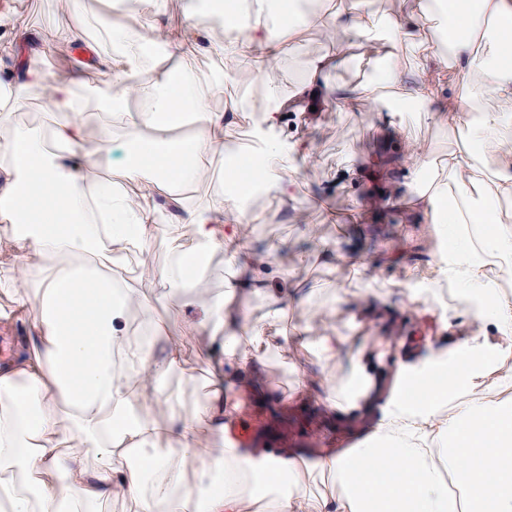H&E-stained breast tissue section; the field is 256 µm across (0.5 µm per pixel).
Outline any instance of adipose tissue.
Instances as JSON below:
<instances>
[{
    "mask_svg": "<svg viewBox=\"0 0 512 512\" xmlns=\"http://www.w3.org/2000/svg\"><path fill=\"white\" fill-rule=\"evenodd\" d=\"M284 2L245 0L224 14L237 38L205 46L190 31L158 28L165 0H137L130 23L103 28L101 40L89 42L101 75L90 86L27 68L33 36L0 12V56L23 69L21 77L0 78V107L13 112L40 88L51 114L44 125L15 127L0 140V241L10 251L0 261V293L9 298L0 322L27 324L22 343L0 359V512H104L119 500L130 501V512H298L308 473L302 459L269 454L258 461L228 438L239 422L232 390L250 384L259 360L239 351L240 318L225 304L194 311L188 329L219 341L222 363L213 367L194 417L173 409L163 423L153 414L169 401L159 383L186 372L188 360L177 347L157 352L154 335L129 324L143 290L161 302L185 297L194 286L193 257L219 249L243 272L226 284L225 303L263 293L274 313L283 311L291 281L266 290L254 284L249 254L236 230L221 223L227 214L236 225L257 223V216L239 196L219 190L189 204L182 189L207 155L226 153L249 160L247 181L287 193L285 174L300 147L272 132L286 113L314 106L333 56L310 57L292 92L266 86L248 147L224 139L243 104L208 112L217 86L190 65L205 51L245 81L280 70L285 46L305 32L302 21L282 20ZM330 28L363 42L385 38L382 71L348 92L352 104L387 95L452 126L461 99L443 96L444 82L469 92L477 75L488 77L490 87L475 104L480 117L469 129L481 155L449 154L410 206L455 242L427 278L482 297L500 339L490 342L481 330L430 338L423 366L405 368L387 390L377 363L357 359L360 384L347 403L368 407L383 395L387 406L362 447L321 460L340 492L322 499L317 512H512V400L455 398L512 354V299L498 295L491 276L512 270V225L502 210L512 202V114L501 109L512 102V0H480L453 21L446 0H416L407 16L339 13ZM435 34L443 36L445 53L431 50ZM412 58L424 67L419 81L407 83L403 71ZM96 122L98 145L86 136ZM134 185L149 187L143 201L131 198ZM185 218L193 236L174 239L146 289L113 277L129 233L142 246L174 233ZM64 412L72 418L66 428ZM449 474L459 478L463 500L449 496Z\"/></svg>",
    "mask_w": 512,
    "mask_h": 512,
    "instance_id": "obj_1",
    "label": "adipose tissue"
}]
</instances>
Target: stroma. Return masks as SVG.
<instances>
[{
  "label": "stroma",
  "mask_w": 512,
  "mask_h": 512,
  "mask_svg": "<svg viewBox=\"0 0 512 512\" xmlns=\"http://www.w3.org/2000/svg\"><path fill=\"white\" fill-rule=\"evenodd\" d=\"M411 4L412 0H312L307 39L303 45L288 47L277 81L284 90L293 89L302 77L306 54L331 51L325 38L331 12L388 15L409 11ZM382 55L378 41L341 49L335 69L325 77L327 90L319 111L304 121L291 114L284 117L276 137L305 143L307 153L298 157L289 173L290 194L249 196L247 207L261 221L239 227L249 252L269 258L267 265L255 268L254 277L275 285L285 273L300 285L280 317L270 314L264 298L248 295L240 301L251 320L264 322L270 346L257 367L253 389H242L238 395L239 416L255 426V451L276 448L296 454L313 471L324 454L335 452L346 437L374 422L370 414L339 420L332 398L350 378L351 364L346 357L325 362L315 345L318 336L333 331L358 337L370 356L379 352L382 337L397 336L420 361L426 354V337L443 332L461 336L485 325L480 307L467 291L445 283H409L408 268L422 271L439 262L446 242L433 225L416 223L407 206L418 183L410 163L400 162L390 178H382L378 152L386 143L401 141L421 144L435 158H444L467 147L470 114L460 112L456 128L446 129L425 119L415 107H401L391 99L346 106L341 91L373 81ZM195 66L201 75L224 80L222 92L211 99V111L223 112L225 103L233 99L250 100L251 111L240 113L237 123L224 132L228 140L246 141L263 106L261 83H244L216 56H200ZM395 108L401 114L394 122L390 115ZM356 211L366 215V223L351 222ZM169 247L167 238L156 237L149 242L147 255L127 254L112 272L139 286L146 267L164 265ZM324 251L331 253V262L320 260ZM365 295L375 298L374 309L360 308ZM129 318L138 331L162 323V344L189 338L186 352L195 356L199 339L188 336L181 305L145 297ZM293 327L307 328L305 341L284 340L283 331Z\"/></svg>",
  "instance_id": "obj_1"
}]
</instances>
